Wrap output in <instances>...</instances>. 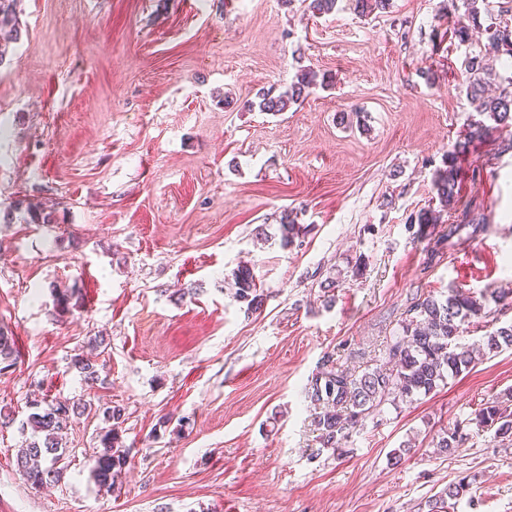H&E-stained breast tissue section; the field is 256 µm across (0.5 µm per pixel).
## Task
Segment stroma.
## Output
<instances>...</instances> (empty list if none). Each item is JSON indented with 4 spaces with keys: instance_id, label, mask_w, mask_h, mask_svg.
<instances>
[{
    "instance_id": "obj_1",
    "label": "stroma",
    "mask_w": 512,
    "mask_h": 512,
    "mask_svg": "<svg viewBox=\"0 0 512 512\" xmlns=\"http://www.w3.org/2000/svg\"><path fill=\"white\" fill-rule=\"evenodd\" d=\"M21 38L0 62V210L54 208L40 226L0 222V327L20 360L0 373V512H417L472 475L456 512H512V447L471 431L436 455L444 429L512 390V350L411 403L384 405L350 452L319 453L304 391L324 355L381 362L413 298L487 295L472 344L512 321V127L469 141L464 0H391L361 15L338 0H21ZM326 80L302 105L250 108L298 70ZM362 127H355V119ZM458 195L434 177L454 145ZM462 225L439 245L407 220ZM306 227L281 244L277 219ZM364 257L363 277L348 273ZM252 267L261 308L232 273ZM339 276L332 305L318 284ZM82 304L56 313L54 289ZM192 294L181 297V289ZM104 337L106 347L94 344ZM105 367L85 381L76 355ZM122 406L130 462L112 489L89 460L107 428L81 416L60 483L16 467L30 392ZM412 440L399 466L389 452ZM235 297L239 302L245 303L248 312H256L263 302V293L257 288L253 270L247 266H240L233 272Z\"/></svg>"
}]
</instances>
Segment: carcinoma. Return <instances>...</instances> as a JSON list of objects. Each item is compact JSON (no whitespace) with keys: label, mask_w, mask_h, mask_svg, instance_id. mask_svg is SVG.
<instances>
[{"label":"carcinoma","mask_w":512,"mask_h":512,"mask_svg":"<svg viewBox=\"0 0 512 512\" xmlns=\"http://www.w3.org/2000/svg\"><path fill=\"white\" fill-rule=\"evenodd\" d=\"M489 45L512 56V28L487 25L484 28ZM21 37L17 15V0H0V61L7 53V44ZM470 98L476 112L495 123L512 126V81L497 95L486 93L485 86L492 76V68L485 58L477 55L467 61ZM317 85L316 74L304 71L285 91L274 95L270 91L258 93V102L249 103L262 112H285L304 100ZM466 144H458L444 160V168L436 173L435 188L440 205L450 207L458 194L455 154L463 152ZM14 210L23 213L26 224H54L55 210L32 203L17 202ZM418 225L416 237H436L441 244L462 229L460 224L448 225V233L437 228V217L429 210L420 211L410 220ZM283 246L293 244L299 237L300 226L290 212L279 219ZM235 297L246 304L247 311L256 312L263 302L253 270L240 266L233 272ZM485 305L470 292L453 290L446 297L423 295L404 311L398 328L390 337L385 350V364L367 367L361 372L351 371L339 364L332 355L326 356L311 377L307 395L316 409L314 426L319 451L341 452L348 446L352 433L385 404L411 402L414 397L428 395L446 380L457 377L475 362L489 354L512 349V322L504 324L482 338L467 345L461 342L462 325L471 318L484 315ZM16 340L0 328V370L17 364ZM74 367L84 379L96 381L100 377L98 364L88 358L76 357ZM31 413L28 424L32 439L17 458V465L25 480L34 485L57 483L67 468L69 449L63 446L68 424L81 415H101L109 428L100 439L101 449L92 455V473L102 488L114 487L115 478L128 464V452L119 442L118 430L124 423V409L106 405L98 407L90 401L48 403L45 399L29 402ZM481 429L494 431L497 441L512 446V393L483 404L468 419ZM468 439L462 429H445L437 435L435 448L445 457L457 453ZM469 482L462 477L449 483L420 504L421 512H451L466 495Z\"/></svg>","instance_id":"obj_1"}]
</instances>
